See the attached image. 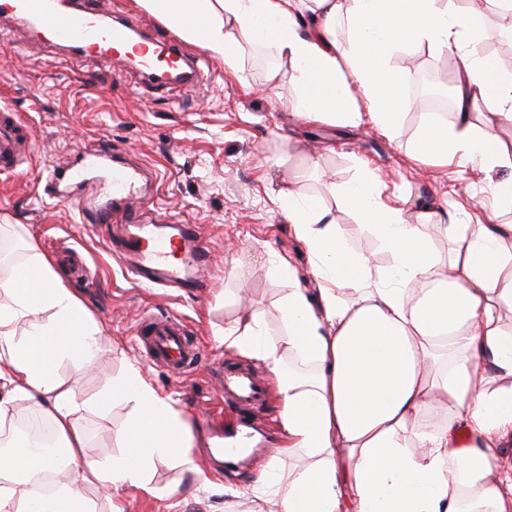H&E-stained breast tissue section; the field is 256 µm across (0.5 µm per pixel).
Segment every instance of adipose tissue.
Here are the masks:
<instances>
[{"instance_id": "1", "label": "adipose tissue", "mask_w": 512, "mask_h": 512, "mask_svg": "<svg viewBox=\"0 0 512 512\" xmlns=\"http://www.w3.org/2000/svg\"><path fill=\"white\" fill-rule=\"evenodd\" d=\"M184 41L238 66L245 44L273 46L295 66L291 111L334 126L396 129L404 76L392 59L425 44L461 51L453 120L424 116L408 150L439 165L485 172L512 169V69L475 52L496 36L486 14L512 16V0L455 9L448 0H136ZM345 38H337V24ZM320 288L310 296L290 261L274 257L292 286L279 302L280 329L269 335L259 307L224 329V344L255 357L281 401V451L304 452L306 467L279 491L280 512H512V475L491 481L512 435V224H472L464 206L387 204L369 174L342 192L387 255L386 265L351 249L330 210L293 190L279 193ZM447 242V254L437 250ZM0 279V423L17 405L34 408L63 447L46 458L30 448L0 457V472L58 475L38 495L25 483L0 493V512H95L84 489L115 496L152 493L155 460L177 456L199 484L207 479L189 447V426L137 366L117 393L133 416L121 454L88 459L64 362L95 361L99 329L82 301L38 251ZM40 315L23 335L18 321ZM443 413V424L433 414Z\"/></svg>"}]
</instances>
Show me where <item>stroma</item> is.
I'll return each instance as SVG.
<instances>
[{
    "instance_id": "stroma-1",
    "label": "stroma",
    "mask_w": 512,
    "mask_h": 512,
    "mask_svg": "<svg viewBox=\"0 0 512 512\" xmlns=\"http://www.w3.org/2000/svg\"><path fill=\"white\" fill-rule=\"evenodd\" d=\"M0 31L10 40L9 46H0V99L27 122L17 168L0 170V236L20 245L17 254L0 263V278L26 263L27 246L35 244L100 328L94 366L61 367L72 377L79 405L75 418L86 435V454L95 459L120 453L119 434L132 415L131 404L122 399L104 407L95 400L135 362L159 394L174 400L189 424L194 457L204 463L213 371L243 360L225 349V325L237 319L249 299L265 311L268 331L278 328L276 309L289 283L276 274L269 252L290 259L304 287L318 286L281 210L280 189L292 188L333 211L347 229L350 247L383 265L387 255L341 205V191L362 169L374 173L387 200L418 196L441 207L483 198L496 180L468 167L410 159L406 147L422 118L408 95L395 105L403 118L391 136L370 124L348 129L295 115L278 101L294 91L293 66L275 59L281 93H269L267 70L258 64L259 55H270L267 47L243 48L233 71L210 59L205 82L175 102L161 90L132 92L125 77L98 79L92 61L34 47L20 26L0 19ZM448 59L423 46L394 57L393 64L406 81L427 73L449 89L456 78L448 73ZM100 146L112 147L125 165L146 171L149 180L140 186L144 204L158 203L180 223L200 226L211 248L208 288L138 286L127 276L128 258L112 251L123 225L83 222L70 205L44 194L53 166ZM150 309L174 313L187 323L205 354L201 366L175 374L146 359L137 331ZM304 463V455L278 457L268 445L244 474H213L209 487L202 488L177 459L167 458L151 471L155 494L123 490V508L251 512L252 501L225 496V485L258 489L270 471L284 484Z\"/></svg>"
}]
</instances>
